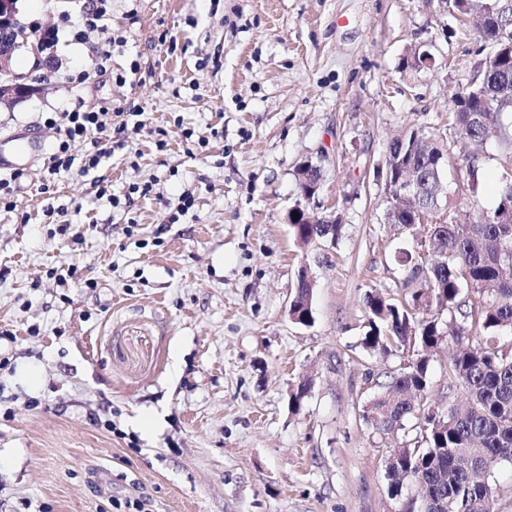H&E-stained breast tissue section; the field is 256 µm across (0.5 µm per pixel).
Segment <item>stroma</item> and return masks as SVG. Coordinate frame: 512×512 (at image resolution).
Instances as JSON below:
<instances>
[{
	"mask_svg": "<svg viewBox=\"0 0 512 512\" xmlns=\"http://www.w3.org/2000/svg\"><path fill=\"white\" fill-rule=\"evenodd\" d=\"M83 4L19 0L26 28L52 30L56 64L43 93L0 112V170L20 174L16 210L0 211V512H123L130 498L146 512H388L395 441L361 413L401 354L360 345L366 294L401 299L409 274L394 255L410 237L384 222L386 150L414 129L459 149L454 98L488 44L453 0H112L124 80L87 87L69 78L106 40L75 39ZM414 46L431 67L403 69ZM80 99L147 126L42 192L40 154L16 159L15 141H51L42 114ZM307 160L323 170L307 208L336 209L342 230L301 247L286 215ZM503 173L495 134L474 169L449 166L448 187L474 181L490 208ZM100 179L154 190L116 209ZM52 206L66 210L53 225ZM304 269L306 326L288 314ZM451 352L429 367L442 411L461 398Z\"/></svg>",
	"mask_w": 512,
	"mask_h": 512,
	"instance_id": "obj_1",
	"label": "stroma"
}]
</instances>
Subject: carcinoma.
<instances>
[{"label":"carcinoma","mask_w":512,"mask_h":512,"mask_svg":"<svg viewBox=\"0 0 512 512\" xmlns=\"http://www.w3.org/2000/svg\"><path fill=\"white\" fill-rule=\"evenodd\" d=\"M464 13L495 9L512 17V0H454ZM483 88L467 89L455 100L454 119L463 132L458 156L474 157L485 143L481 124L505 129L512 119V52L492 56ZM497 108L485 112V103ZM399 261L410 266L404 287L410 299L389 302L380 292L365 297L368 330L361 340L371 353L389 346L407 357L389 372L385 389L368 403L364 416L373 433L386 437L417 420L409 440L387 450L388 489L400 498L401 512H423L422 501L407 494L413 478L425 481L423 493L448 500L450 512H494L496 491L490 478L512 462V178L503 181L497 204L448 216L428 225ZM448 311L446 333L439 315ZM455 343L448 365L449 386L465 399L444 414L426 405L429 356L444 339Z\"/></svg>","instance_id":"carcinoma-1"}]
</instances>
